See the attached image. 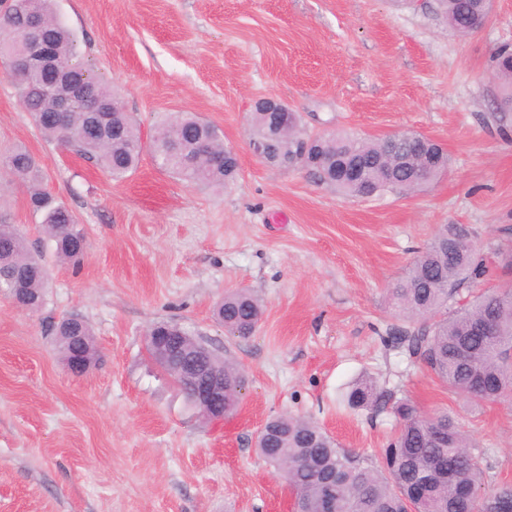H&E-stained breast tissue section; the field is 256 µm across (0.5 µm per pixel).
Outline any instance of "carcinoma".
Wrapping results in <instances>:
<instances>
[{"label":"carcinoma","instance_id":"1","mask_svg":"<svg viewBox=\"0 0 512 512\" xmlns=\"http://www.w3.org/2000/svg\"><path fill=\"white\" fill-rule=\"evenodd\" d=\"M448 27L467 35L485 22V0H437ZM37 13L45 21L43 39L62 68L52 94L40 92L41 70H6L24 109L32 115L43 137L82 158L96 162L112 179L122 180L138 168L145 145L139 126L122 109L96 117L73 103L68 121L60 125L54 109L70 95L71 87L85 80L88 69L77 61L76 35L57 16L54 0H9L0 12V59L25 49L22 17ZM492 79L500 82L502 103L512 104V53L497 52ZM93 98L104 106L119 101L104 81H90ZM277 122L276 113H252L250 131L267 133ZM304 132L294 116L280 143L288 146L294 170L310 171L318 182L338 193L361 197L365 191L410 192L433 183L449 167L448 154L429 144L426 153L411 156L403 167L388 157L385 139H364L349 134L315 137L311 154H296ZM160 167L179 179L207 187H224L238 174V163L224 159V139L211 124L194 116L178 115L155 127L150 140ZM358 161L365 167L364 183L340 177L343 163ZM5 165L28 184V203L41 217L43 231L53 243L56 257L77 264L89 242L73 213L42 186V172L24 147L13 149ZM512 272V239L476 244L463 224H444L432 241L390 289L404 324L394 326V343L404 348L449 388L470 402H494L498 393L512 392V286L481 288L495 270ZM49 270L41 257L29 250L19 228L0 216V292L17 297L40 311L46 304ZM263 314L262 305L249 290L224 297L216 310L224 329L239 338L252 336ZM490 319L495 335L488 336L479 323ZM55 343L65 365L76 357L97 361L93 333L84 319L54 326ZM203 341L181 329V345L202 369L224 376V412L236 409L246 376L240 366L216 352H200ZM352 408L391 411L399 421L395 436L381 454V466L368 465L353 451L342 448L318 425L296 416H280L267 425L273 432L259 440L258 453L277 470L288 467V484L297 491L300 512H323L326 487L339 486L342 505L337 512H464L458 492L484 485L481 452L459 420L446 413L422 414L406 398L381 387L372 379L357 381L347 393ZM448 436L443 444L432 434ZM492 512L512 509V486L502 485L489 495Z\"/></svg>","mask_w":512,"mask_h":512}]
</instances>
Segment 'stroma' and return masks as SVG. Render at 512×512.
Wrapping results in <instances>:
<instances>
[{"label":"stroma","mask_w":512,"mask_h":512,"mask_svg":"<svg viewBox=\"0 0 512 512\" xmlns=\"http://www.w3.org/2000/svg\"><path fill=\"white\" fill-rule=\"evenodd\" d=\"M77 51L119 94L143 140L169 116L211 123L239 159L216 191L158 168L115 182L45 139L0 72V156L26 147L43 184L91 247L58 262L27 189L0 168V215L49 266L47 304L0 293V512H291L288 487L256 452L271 418L303 416L378 465L397 430L391 412L353 410L369 377L423 413L459 415L484 448V490L512 483V397L472 405L389 348L401 324L392 284L441 225L475 242L512 228V109L497 105L492 55L512 46V0L461 37L436 0H57ZM278 97L310 135H425L450 159L421 191L341 195L305 170L251 152L253 102ZM249 289L256 333H225L213 311ZM78 314L98 360L80 376L51 333ZM172 321L236 361L237 409L212 421L189 408L145 347Z\"/></svg>","instance_id":"stroma-1"}]
</instances>
